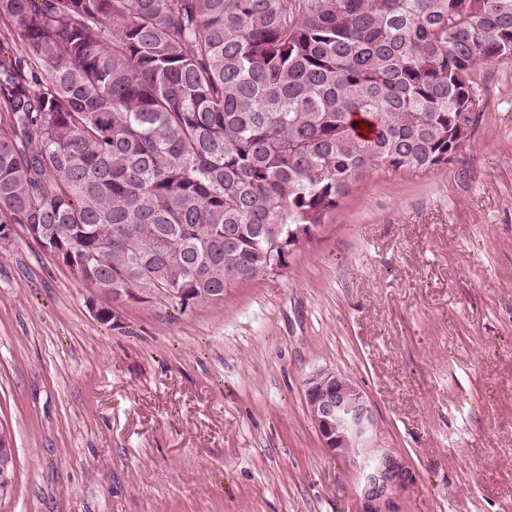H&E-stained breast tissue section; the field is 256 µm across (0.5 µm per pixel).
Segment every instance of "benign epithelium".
I'll return each instance as SVG.
<instances>
[{"label":"benign epithelium","instance_id":"1","mask_svg":"<svg viewBox=\"0 0 512 512\" xmlns=\"http://www.w3.org/2000/svg\"><path fill=\"white\" fill-rule=\"evenodd\" d=\"M305 404L323 446L339 456L367 447L376 427L365 393L340 373L319 369L304 380ZM396 478L390 462L369 476L364 512H380L379 500Z\"/></svg>","mask_w":512,"mask_h":512}]
</instances>
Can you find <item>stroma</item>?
<instances>
[{
    "label": "stroma",
    "instance_id": "1",
    "mask_svg": "<svg viewBox=\"0 0 512 512\" xmlns=\"http://www.w3.org/2000/svg\"><path fill=\"white\" fill-rule=\"evenodd\" d=\"M475 81L452 163L365 171L283 265L202 308L114 305L13 225L0 512H363L386 458L382 512H512V60ZM321 368L374 406L355 454L308 417ZM389 461H385L379 468L375 469L369 476V488L366 493L364 512H381L379 500L386 493L396 478V470Z\"/></svg>",
    "mask_w": 512,
    "mask_h": 512
}]
</instances>
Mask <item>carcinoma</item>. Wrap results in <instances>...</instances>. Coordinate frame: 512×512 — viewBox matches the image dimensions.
I'll return each mask as SVG.
<instances>
[{
  "mask_svg": "<svg viewBox=\"0 0 512 512\" xmlns=\"http://www.w3.org/2000/svg\"><path fill=\"white\" fill-rule=\"evenodd\" d=\"M0 23L23 50L0 225L184 310L281 265L272 228L325 223L368 168L448 165L476 67L512 58V0H0Z\"/></svg>",
  "mask_w": 512,
  "mask_h": 512,
  "instance_id": "carcinoma-1",
  "label": "carcinoma"
}]
</instances>
